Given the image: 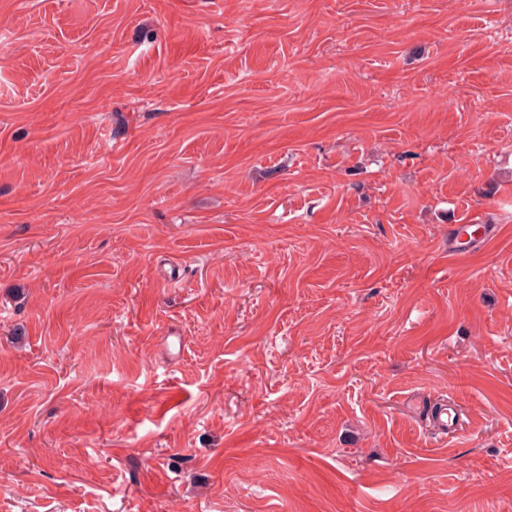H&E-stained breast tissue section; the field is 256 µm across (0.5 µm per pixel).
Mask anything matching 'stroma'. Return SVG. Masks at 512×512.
I'll list each match as a JSON object with an SVG mask.
<instances>
[{"instance_id": "obj_1", "label": "stroma", "mask_w": 512, "mask_h": 512, "mask_svg": "<svg viewBox=\"0 0 512 512\" xmlns=\"http://www.w3.org/2000/svg\"><path fill=\"white\" fill-rule=\"evenodd\" d=\"M2 28L0 512H512V0Z\"/></svg>"}]
</instances>
